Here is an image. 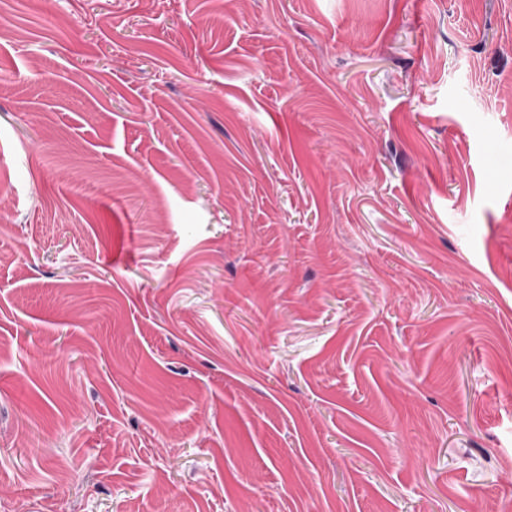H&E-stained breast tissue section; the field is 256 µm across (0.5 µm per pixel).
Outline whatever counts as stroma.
<instances>
[{
	"label": "stroma",
	"mask_w": 512,
	"mask_h": 512,
	"mask_svg": "<svg viewBox=\"0 0 512 512\" xmlns=\"http://www.w3.org/2000/svg\"><path fill=\"white\" fill-rule=\"evenodd\" d=\"M512 501V0H0V512Z\"/></svg>",
	"instance_id": "stroma-1"
}]
</instances>
